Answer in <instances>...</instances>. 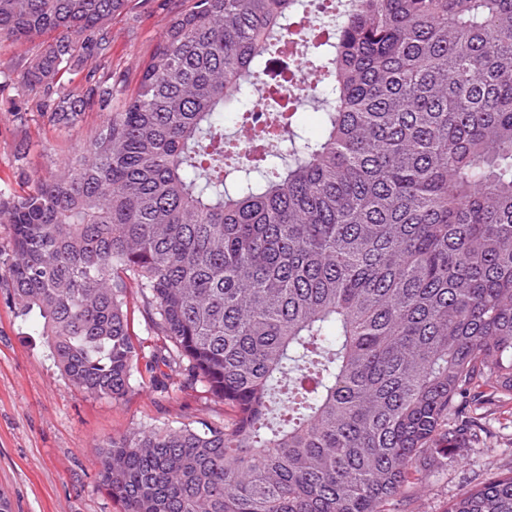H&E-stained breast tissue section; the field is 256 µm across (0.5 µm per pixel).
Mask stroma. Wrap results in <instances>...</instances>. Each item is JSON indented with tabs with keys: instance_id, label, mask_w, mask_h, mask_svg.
Segmentation results:
<instances>
[{
	"instance_id": "stroma-1",
	"label": "stroma",
	"mask_w": 512,
	"mask_h": 512,
	"mask_svg": "<svg viewBox=\"0 0 512 512\" xmlns=\"http://www.w3.org/2000/svg\"><path fill=\"white\" fill-rule=\"evenodd\" d=\"M160 2L126 10L109 26L112 69L124 78V93L135 89L167 25ZM41 46L38 37L0 41V191L6 193L53 176L105 119L94 109L76 124H59L40 95L13 78L15 65ZM170 384L169 391L146 387L122 402L82 392L47 358L42 338L0 288V492L11 512H118L100 488L97 446L136 427L224 418L223 404L203 385L184 384L179 374ZM510 467L512 447L470 449L446 471L430 475L415 512H445L461 488L489 470Z\"/></svg>"
}]
</instances>
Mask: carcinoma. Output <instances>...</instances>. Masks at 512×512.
<instances>
[{"label": "carcinoma", "mask_w": 512, "mask_h": 512, "mask_svg": "<svg viewBox=\"0 0 512 512\" xmlns=\"http://www.w3.org/2000/svg\"><path fill=\"white\" fill-rule=\"evenodd\" d=\"M131 2L0 0V39L52 35L16 74L57 120L111 104L107 25ZM165 2L88 146L0 192L8 302L85 393L182 369L233 412L99 447L120 512H411L512 403V0H349L309 57L321 134L277 112L246 150L224 113L283 88L306 0ZM132 285L164 339L148 356ZM445 512H512V468Z\"/></svg>", "instance_id": "obj_1"}]
</instances>
